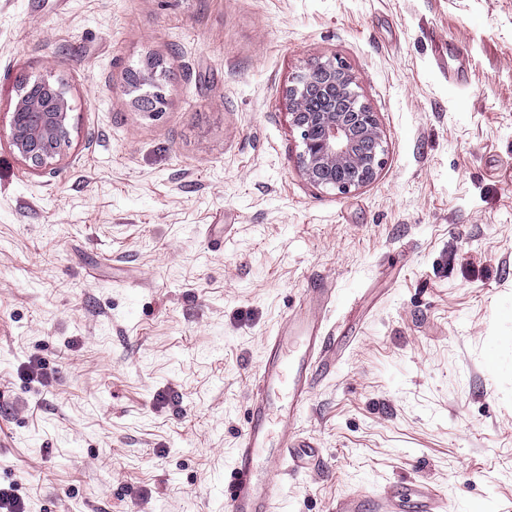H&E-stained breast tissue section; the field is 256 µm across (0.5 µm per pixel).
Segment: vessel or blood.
<instances>
[{"instance_id": "vessel-or-blood-1", "label": "vessel or blood", "mask_w": 512, "mask_h": 512, "mask_svg": "<svg viewBox=\"0 0 512 512\" xmlns=\"http://www.w3.org/2000/svg\"><path fill=\"white\" fill-rule=\"evenodd\" d=\"M332 295L325 283L309 288L308 317L282 325L268 339L257 374V392L226 478V512H273V487L266 466L287 459L291 468L315 464L320 450L313 439H297L289 429L303 410L310 391L335 361L336 339L325 335L320 311ZM412 498L418 512H449L446 499L432 487L413 485L388 493L391 507Z\"/></svg>"}]
</instances>
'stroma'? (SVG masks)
Wrapping results in <instances>:
<instances>
[{
    "mask_svg": "<svg viewBox=\"0 0 512 512\" xmlns=\"http://www.w3.org/2000/svg\"><path fill=\"white\" fill-rule=\"evenodd\" d=\"M151 55L168 103L137 113ZM327 59L386 147L347 194L305 179L290 122ZM46 74L73 107L51 174L9 128ZM315 279L336 368L293 432L321 456L275 466V512L418 481L512 512V0H0V485L30 512H223L267 339ZM164 84L165 75L162 72L157 73L156 70H151L147 74H131L126 80V92L133 96L132 100L136 106L135 112H150L139 99L152 93L153 89L164 88Z\"/></svg>",
    "mask_w": 512,
    "mask_h": 512,
    "instance_id": "stroma-1",
    "label": "stroma"
}]
</instances>
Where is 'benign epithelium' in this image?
I'll return each instance as SVG.
<instances>
[{"label":"benign epithelium","mask_w":512,"mask_h":512,"mask_svg":"<svg viewBox=\"0 0 512 512\" xmlns=\"http://www.w3.org/2000/svg\"><path fill=\"white\" fill-rule=\"evenodd\" d=\"M164 84L165 75L155 70L128 77L126 92L136 111H146L140 98ZM33 86L36 91L20 93L13 105L10 137L28 167L52 173L69 146L72 107L66 88L51 78H36ZM289 97L291 123L301 139L302 172L313 186L346 194L383 166V137L375 115L360 100L344 65L316 63Z\"/></svg>","instance_id":"obj_1"}]
</instances>
